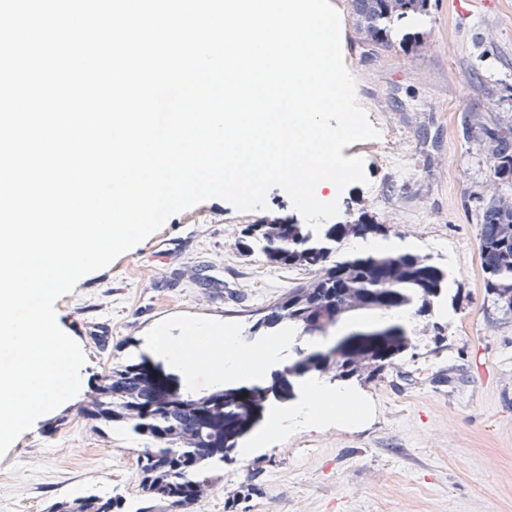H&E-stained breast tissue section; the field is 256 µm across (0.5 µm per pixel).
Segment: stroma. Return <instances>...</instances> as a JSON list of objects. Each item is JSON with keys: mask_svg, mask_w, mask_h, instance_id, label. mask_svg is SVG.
Segmentation results:
<instances>
[{"mask_svg": "<svg viewBox=\"0 0 512 512\" xmlns=\"http://www.w3.org/2000/svg\"><path fill=\"white\" fill-rule=\"evenodd\" d=\"M355 97L378 137L346 146L363 161L366 183L339 196V224L366 222L385 238L448 273L427 316L398 325L383 370L323 384L353 399L347 423L290 424L265 431L268 416L304 397L288 368L300 350L368 348L373 319L358 312L318 342L289 338L251 387L275 394L233 435L224 466L190 512H512V314L497 309L479 258L478 208L493 186L479 129L512 121V0H431L428 15L397 34L419 35L404 53L368 52L354 32L350 0H330ZM264 211L236 212L212 199L171 215L108 267L82 277L55 303L58 325L79 343L83 394L33 423L0 456V512H46L89 492L119 495L114 512L145 505L137 457L143 437L89 419L85 397L109 371L141 362L171 393L212 394L206 374L186 390L180 374L146 350L149 336L178 341L192 324L233 328L250 347L258 309L310 281L313 270L284 268L246 253V225L301 223L287 194H267Z\"/></svg>", "mask_w": 512, "mask_h": 512, "instance_id": "obj_1", "label": "stroma"}]
</instances>
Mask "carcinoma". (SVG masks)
<instances>
[{"mask_svg": "<svg viewBox=\"0 0 512 512\" xmlns=\"http://www.w3.org/2000/svg\"><path fill=\"white\" fill-rule=\"evenodd\" d=\"M354 31L359 41L371 50L394 46L395 26L409 16H425L430 0H351ZM493 163L495 182L512 185V124L482 127ZM481 233L479 255L485 288L498 301L500 310L512 313V201L494 191L482 202L479 211ZM256 235L246 237V249L281 266H306L313 279L294 288L281 302L262 309L252 328L275 335L285 329L312 335L321 313L346 315L348 303L336 289L343 279L364 292L374 288L373 273L377 262L387 254L367 255L347 260L335 259L347 234L336 232V225L324 224L314 232L306 224L292 225V238L283 243L276 224H250ZM448 285V274L426 263L417 254L403 252L396 264L395 285L389 289L390 304L419 308L440 297ZM143 363L130 362L112 368L110 384L97 396L87 416L92 420L121 424L132 432L146 435L152 447L137 458L142 474L141 488L148 500H162L171 508L188 505L190 484H206L210 472L224 463V449L229 447V431L243 424L238 413L242 397L224 391L201 402L190 396L176 405L160 402V387L141 384ZM140 387L136 408L130 407L125 394ZM117 497L86 493L71 500L56 501L48 512H112Z\"/></svg>", "mask_w": 512, "mask_h": 512, "instance_id": "cac0c4a2", "label": "carcinoma"}]
</instances>
